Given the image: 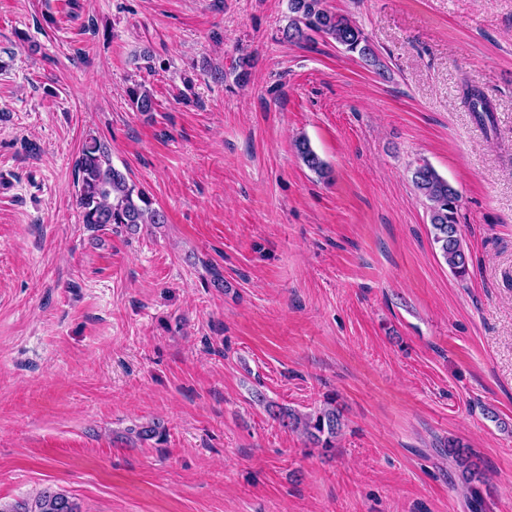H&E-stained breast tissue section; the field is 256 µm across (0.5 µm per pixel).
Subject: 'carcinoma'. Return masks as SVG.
Listing matches in <instances>:
<instances>
[{
	"instance_id": "1",
	"label": "carcinoma",
	"mask_w": 512,
	"mask_h": 512,
	"mask_svg": "<svg viewBox=\"0 0 512 512\" xmlns=\"http://www.w3.org/2000/svg\"><path fill=\"white\" fill-rule=\"evenodd\" d=\"M289 11L288 25L283 29L284 40L301 43L311 40L314 34H321L346 52L375 66L380 64L363 31L348 17L325 9L323 0H289ZM128 96L137 111H154L152 94L144 86L136 84L129 88ZM463 103L478 114L481 122H493L491 106L480 92H464ZM295 149L305 167L318 174L324 173L326 164L306 137L296 139ZM76 173L77 205L82 223L95 228L121 224L131 231L141 224L167 223L165 213L153 206L148 192L112 165L106 146L98 139L92 138L82 147L76 160ZM412 182L428 210L433 243L452 275L465 278L469 274L470 257L459 233V192L426 162L413 169ZM274 417L284 427L300 433L312 447L326 451L336 447V438L343 428V414L334 397L313 413L298 414L282 407ZM447 454L458 468L466 494L474 502H481L486 477L473 462L471 450L462 442L450 439ZM0 512H79V508L69 496L47 488L30 501L0 504Z\"/></svg>"
}]
</instances>
